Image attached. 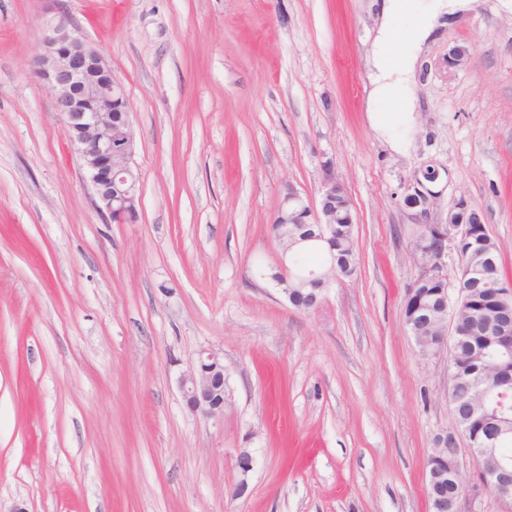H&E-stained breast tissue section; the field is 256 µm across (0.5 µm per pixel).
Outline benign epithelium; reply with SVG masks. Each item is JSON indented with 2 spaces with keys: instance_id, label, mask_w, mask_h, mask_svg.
<instances>
[{
  "instance_id": "7a95c632",
  "label": "benign epithelium",
  "mask_w": 512,
  "mask_h": 512,
  "mask_svg": "<svg viewBox=\"0 0 512 512\" xmlns=\"http://www.w3.org/2000/svg\"><path fill=\"white\" fill-rule=\"evenodd\" d=\"M43 51L35 60V73L54 91V107L64 121L74 152L79 157L94 194V204L109 224H134L139 219L140 197L137 176L132 168L134 132L125 89L112 71L103 54L85 40L78 27L61 19L50 27L42 39ZM470 56V47L464 44L448 52V66L463 65ZM406 196L415 200L411 205L427 215L431 193L416 177L407 186ZM350 200L342 184L325 174L320 187L319 205L303 200L293 189L288 190L278 207L280 224H315L319 238L327 245V255L320 265L305 275H298L281 257L278 272L273 279L285 286L297 281L316 284L318 294L313 304L319 305L324 291L334 281L328 272L336 267V253L347 249L346 242L336 236L335 223H352ZM485 223L484 214L468 205H460L448 212L445 221L426 224L427 233L413 247L412 256L419 267L417 283L410 288L404 310V325L415 333L417 324L434 309L442 310L450 320L428 346L420 348L426 356L448 352V376L451 386L457 384L454 367V343L466 335L458 320L459 298L453 292H464L468 286L494 288L497 305L504 316L485 324V332L499 338L489 348L486 357L497 366L512 362V290L499 288L486 276V267L494 262L496 253L484 252L480 265L460 264L455 279L448 277V251L461 253L471 239L470 225ZM442 283L437 292L420 290L429 283ZM181 389L187 408L207 417L224 415V359L216 352L202 350L197 363L181 379ZM464 432L450 428L438 437L436 448L427 458L426 472L438 483L449 481L456 486V494L432 498L433 512H476V503L486 492L502 500L512 501V462L505 459L498 448V438L468 444L476 461L475 469L464 472L458 455L459 441ZM240 479L234 494L248 491V474L253 467L249 452L238 458Z\"/></svg>"
}]
</instances>
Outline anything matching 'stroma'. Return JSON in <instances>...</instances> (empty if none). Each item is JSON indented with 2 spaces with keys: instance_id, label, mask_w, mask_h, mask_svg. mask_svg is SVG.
<instances>
[{
  "instance_id": "obj_1",
  "label": "stroma",
  "mask_w": 512,
  "mask_h": 512,
  "mask_svg": "<svg viewBox=\"0 0 512 512\" xmlns=\"http://www.w3.org/2000/svg\"><path fill=\"white\" fill-rule=\"evenodd\" d=\"M379 4L0 0V512H431L448 359L404 326L405 188L433 169L431 222L483 211L512 288V0H474L423 46L402 153L366 119ZM62 13L125 87L138 223H104L34 72ZM330 171L359 265L303 311L272 278L271 222ZM204 349L220 418L180 390Z\"/></svg>"
}]
</instances>
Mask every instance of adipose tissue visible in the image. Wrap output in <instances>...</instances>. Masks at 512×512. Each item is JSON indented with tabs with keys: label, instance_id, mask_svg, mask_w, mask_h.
Here are the masks:
<instances>
[{
	"label": "adipose tissue",
	"instance_id": "adipose-tissue-1",
	"mask_svg": "<svg viewBox=\"0 0 512 512\" xmlns=\"http://www.w3.org/2000/svg\"><path fill=\"white\" fill-rule=\"evenodd\" d=\"M470 0H382V24L376 38V48L369 63L368 79L371 86L370 100L393 98L401 105H408L407 83L413 72L415 59L396 55L394 20L405 13H412L416 21L407 37L414 46H422L444 25L447 17L469 10Z\"/></svg>",
	"mask_w": 512,
	"mask_h": 512
}]
</instances>
